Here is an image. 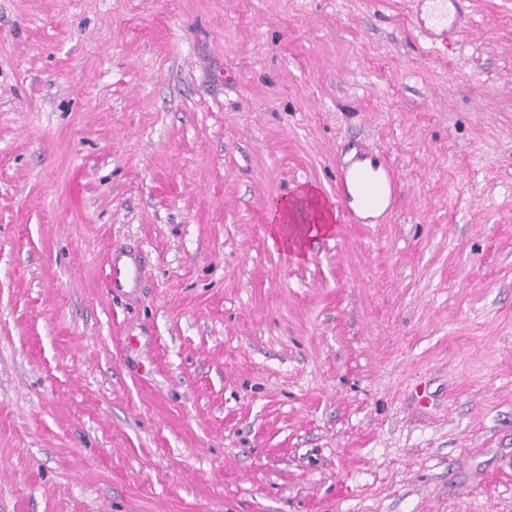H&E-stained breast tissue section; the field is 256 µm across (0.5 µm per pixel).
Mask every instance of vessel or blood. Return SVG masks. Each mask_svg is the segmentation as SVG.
Here are the masks:
<instances>
[{
  "label": "vessel or blood",
  "mask_w": 512,
  "mask_h": 512,
  "mask_svg": "<svg viewBox=\"0 0 512 512\" xmlns=\"http://www.w3.org/2000/svg\"><path fill=\"white\" fill-rule=\"evenodd\" d=\"M462 21L459 12L443 11L421 22L420 29L429 39L447 35ZM368 155L358 152L353 160L341 165L336 177V193L355 197L356 208L349 212L353 224H369L388 213L399 194V181L385 163L368 164ZM148 269L140 251L133 248L113 250L109 258L108 282L113 290L142 287Z\"/></svg>",
  "instance_id": "1"
}]
</instances>
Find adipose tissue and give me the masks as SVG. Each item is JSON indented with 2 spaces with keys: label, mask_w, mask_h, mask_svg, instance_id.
I'll return each mask as SVG.
<instances>
[{
  "label": "adipose tissue",
  "mask_w": 512,
  "mask_h": 512,
  "mask_svg": "<svg viewBox=\"0 0 512 512\" xmlns=\"http://www.w3.org/2000/svg\"><path fill=\"white\" fill-rule=\"evenodd\" d=\"M338 217L334 200L323 199L314 189L304 188L295 196L271 203L269 231L284 246L296 249L305 240L329 234Z\"/></svg>",
  "instance_id": "1"
}]
</instances>
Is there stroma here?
<instances>
[{"label":"stroma","mask_w":512,"mask_h":512,"mask_svg":"<svg viewBox=\"0 0 512 512\" xmlns=\"http://www.w3.org/2000/svg\"><path fill=\"white\" fill-rule=\"evenodd\" d=\"M457 8L0 0V512H512V0ZM362 146L392 212L294 258ZM462 22V15L458 11H442L433 15L430 21L420 22V29L431 40L445 36L448 29L458 26ZM301 202L297 205L296 202ZM335 200H324L314 189L304 188L291 197L283 196L269 206L268 221L271 235L294 250L307 239L327 235L339 217ZM288 224H293L288 239ZM148 269L140 251L134 248L114 249L109 258L108 282L110 288H141L147 278Z\"/></svg>","instance_id":"1"}]
</instances>
